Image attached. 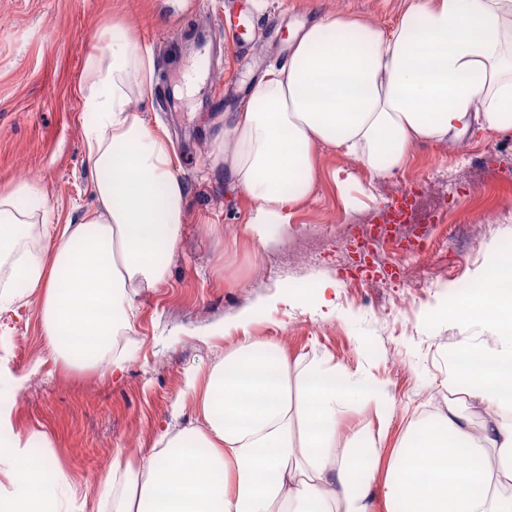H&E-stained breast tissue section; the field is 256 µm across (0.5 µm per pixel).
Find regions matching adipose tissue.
I'll return each instance as SVG.
<instances>
[{
  "label": "adipose tissue",
  "mask_w": 512,
  "mask_h": 512,
  "mask_svg": "<svg viewBox=\"0 0 512 512\" xmlns=\"http://www.w3.org/2000/svg\"><path fill=\"white\" fill-rule=\"evenodd\" d=\"M87 58L81 89L95 208L49 231L42 193L22 182L0 194V319L19 294L40 289L47 350L65 364L112 372L137 291L168 276L167 257L186 222L185 185L168 132L144 116L155 59L133 28L113 24ZM512 131V0H409L384 30L345 15L296 37L287 64L267 70L246 104L224 116L213 163L251 203L254 241L292 223L310 196L326 145L385 177L424 143H458ZM37 228L33 252L19 228ZM475 289L428 309L431 321H479L512 350V261L492 248ZM448 381L494 405L482 427L456 404L409 428L390 459L382 503L369 493L379 450L366 434L343 437L350 406L386 418V396L344 371L294 370L277 342L244 338L205 375L186 376L201 427L162 430L148 452L117 454L102 481L106 512H512V364L490 368L478 345ZM0 399V499L10 512H68L64 494L40 490L22 463L30 442L14 436Z\"/></svg>",
  "instance_id": "ef3b65f1"
}]
</instances>
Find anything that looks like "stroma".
Returning <instances> with one entry per match:
<instances>
[{
	"instance_id": "35a3bbf8",
	"label": "stroma",
	"mask_w": 512,
	"mask_h": 512,
	"mask_svg": "<svg viewBox=\"0 0 512 512\" xmlns=\"http://www.w3.org/2000/svg\"><path fill=\"white\" fill-rule=\"evenodd\" d=\"M405 7L406 0H0V191L11 189L24 167L47 199L53 226L94 207L80 89L101 33L122 18L154 53L146 118L169 131L187 193L168 280L137 297L122 376L45 357L39 291H24L0 329V364L28 377L13 402V429L24 437L46 436L43 453L52 464L42 474L52 483L65 477L74 512H97L102 475L117 451L153 447L166 424L175 432L201 425L185 375L207 372L245 333L276 341L300 365H335L387 393L390 424L379 444L375 480H383L408 427L444 414L449 402L474 424L491 418L493 405L449 389V353L470 344L499 348L498 336L476 321L430 322L425 312L472 284L490 246L512 248V222L480 236L469 230L475 212L512 197V142L506 136L485 132L459 146L421 145L404 167L381 179L321 147L310 199L290 227L260 243L242 232L249 203L209 156L225 113L247 102L270 64L287 60L298 27L343 13L388 29ZM241 14L269 25V32L225 27V16ZM191 19L210 26L229 51L192 97L180 98L175 87L196 51L182 35ZM339 168L356 177L343 194L332 180ZM429 178L440 182L443 195L423 199L421 207L444 212L445 221L429 227L421 259L406 263L427 283L408 298L388 244L370 256V280L358 272L349 247L405 184ZM319 280L337 283L335 316L323 317L312 301L298 298ZM245 315L250 322L243 328ZM178 400L179 411L173 408Z\"/></svg>"
}]
</instances>
